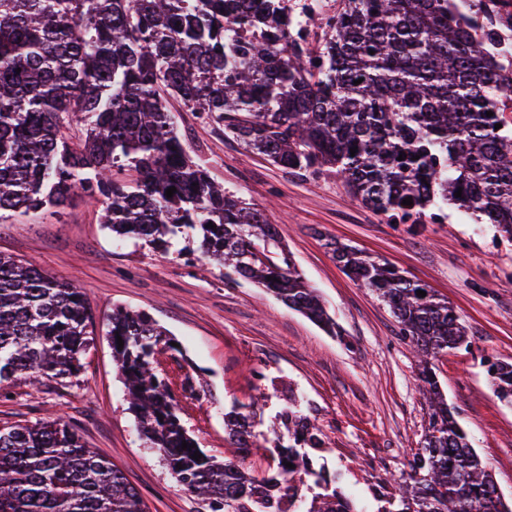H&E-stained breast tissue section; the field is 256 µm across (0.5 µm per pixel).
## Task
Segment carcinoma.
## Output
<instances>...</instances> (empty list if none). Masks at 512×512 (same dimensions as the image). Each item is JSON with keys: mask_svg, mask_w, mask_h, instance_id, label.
Returning <instances> with one entry per match:
<instances>
[{"mask_svg": "<svg viewBox=\"0 0 512 512\" xmlns=\"http://www.w3.org/2000/svg\"><path fill=\"white\" fill-rule=\"evenodd\" d=\"M505 2L345 0L313 47L288 0H0V212L59 208L80 192L102 206L113 237L160 253L179 242L178 254L197 252L223 267L226 280L266 288L333 335L336 321L319 295L287 258L270 256L274 225L190 154L166 99L224 123L282 168L336 169L357 199L391 221L419 224L440 201L512 240ZM70 113L85 116L77 143L64 132ZM407 197L413 204H402ZM333 253L390 308L420 357L429 430L403 478L400 508L382 512H512L436 380L434 360L467 343L466 325L389 265L347 244ZM88 335L79 288L0 253V385L78 375ZM108 336L146 444L211 512H301L307 493L306 512H354L339 476L315 468L324 441L296 398L280 413L287 435H276V467L258 477L239 461L256 437L254 404L224 414L234 458L220 460L189 434L156 368L158 355L178 351L166 331L147 313L116 306ZM490 382L512 405V363L492 364ZM0 512L146 505L120 469L57 417L0 430Z\"/></svg>", "mask_w": 512, "mask_h": 512, "instance_id": "carcinoma-1", "label": "carcinoma"}]
</instances>
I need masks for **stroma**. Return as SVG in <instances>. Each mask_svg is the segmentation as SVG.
I'll use <instances>...</instances> for the list:
<instances>
[{"mask_svg":"<svg viewBox=\"0 0 512 512\" xmlns=\"http://www.w3.org/2000/svg\"><path fill=\"white\" fill-rule=\"evenodd\" d=\"M167 107L211 176L275 225L341 335H327L265 289L225 282L223 268L199 255L113 239L99 205L78 196L60 214L0 220V253L82 288L92 333L79 375L10 385V399L0 398V429L59 416L121 469L148 512H206L170 480L137 431L107 336L108 314L123 306L148 313L178 342L160 360L200 448L223 456L224 412L232 404L257 402L255 429L266 434L289 395H298L325 441L318 464L340 474L358 512H379L398 498L429 417L408 339L389 307L341 270L330 248L336 241L427 284L465 321L469 344L438 357L437 380L500 493L512 499V407L496 397L487 375L489 363L512 362V242L451 207L434 221L389 223L336 172L278 167L205 113L185 111L173 98ZM187 382L197 391H185Z\"/></svg>","mask_w":512,"mask_h":512,"instance_id":"obj_1","label":"stroma"}]
</instances>
